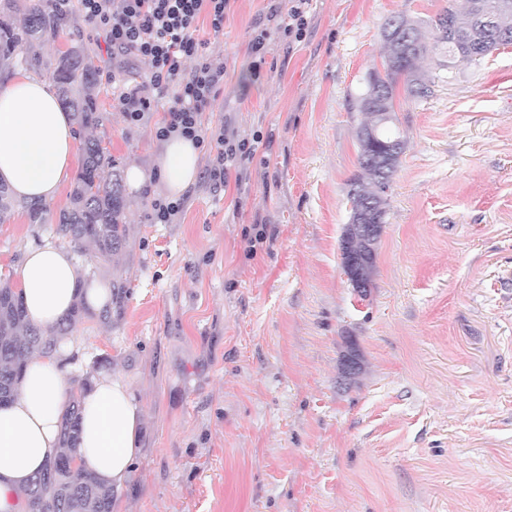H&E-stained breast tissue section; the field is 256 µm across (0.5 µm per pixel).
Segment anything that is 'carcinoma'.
Here are the masks:
<instances>
[{
  "label": "carcinoma",
  "mask_w": 512,
  "mask_h": 512,
  "mask_svg": "<svg viewBox=\"0 0 512 512\" xmlns=\"http://www.w3.org/2000/svg\"><path fill=\"white\" fill-rule=\"evenodd\" d=\"M63 25L64 17L53 12L47 0H0V68L40 66L35 46L56 38ZM430 27L434 45L448 46V67L459 59L483 58L512 46V0H467L465 18H459L448 7L431 20ZM450 29L461 40H448ZM384 37L383 71L372 70L367 79V85L379 86L378 94L371 99L366 92L360 98L368 122L359 132L360 173L348 193L349 220L360 215L364 223L376 224L373 241L354 236L350 239V254L359 260V264L351 266L350 273L361 276V297L367 296L371 285L376 242L385 223L386 194L399 164L396 159L392 168H385L378 159L381 145L392 143L404 149L403 140L381 122L379 113L395 111L400 83L410 98L428 93L419 70L420 60L430 52L422 23L395 16L390 19ZM51 78L58 86L62 106L72 113L79 130L99 123L96 101L89 94L96 84V69L82 48L72 46L60 53L52 63ZM374 127L375 140L367 135L368 129ZM82 153L81 169L70 193L69 206L60 214L58 233L78 256H85L83 245L90 242L98 257L107 261L122 251L128 236L120 170L98 140H83ZM17 205L26 211L29 223H45L41 202L18 200L0 184V215ZM88 316L89 308L79 301L51 329L30 325L20 293L7 283L0 284V403L11 401L17 394L28 354L55 352L76 323ZM100 364L102 361L94 360L92 370L81 378L78 389L70 393L61 417L60 448L54 457L61 467L51 470L46 466L30 480L23 493L24 512H112L113 488L86 473L77 457L82 396Z\"/></svg>",
  "instance_id": "1"
}]
</instances>
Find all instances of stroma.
I'll return each instance as SVG.
<instances>
[{"label": "stroma", "mask_w": 512, "mask_h": 512, "mask_svg": "<svg viewBox=\"0 0 512 512\" xmlns=\"http://www.w3.org/2000/svg\"><path fill=\"white\" fill-rule=\"evenodd\" d=\"M464 0H313L303 42L272 37L260 72L248 44L270 0H231L227 62L202 114L262 140L242 183L198 177L170 223L161 189L126 192L128 242L82 275L121 280L111 323L79 322L80 372L105 356L144 411L130 480L112 512H512V46L421 61L427 97H397L405 149L387 197L373 286L341 266L358 171L359 97L380 67L388 20L429 22ZM82 44L99 71L90 137L120 168L155 172L158 112L112 106V52L80 12L42 43L37 77ZM70 185L47 221L0 217V282L56 238ZM268 228L255 258L243 229ZM362 373L341 382L348 349ZM182 199L170 201L167 198H155L151 202L152 220L157 224H167L182 208Z\"/></svg>", "instance_id": "obj_1"}]
</instances>
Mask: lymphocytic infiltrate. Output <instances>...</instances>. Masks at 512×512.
Instances as JSON below:
<instances>
[{"instance_id": "obj_1", "label": "lymphocytic infiltrate", "mask_w": 512, "mask_h": 512, "mask_svg": "<svg viewBox=\"0 0 512 512\" xmlns=\"http://www.w3.org/2000/svg\"><path fill=\"white\" fill-rule=\"evenodd\" d=\"M52 11L66 15L79 11L87 21L106 32L116 57L147 63L146 81L128 85L113 79L115 109L129 123L148 112L162 113L155 136L175 135L210 147L207 177L214 189L227 187L230 177H243L256 154L259 137H238L226 127H203L202 112L214 102L224 84L227 64L213 56L207 40L200 38L198 22L208 18L213 33L224 30L230 0H48ZM311 0H288L268 7L275 29H260L249 44L253 69L265 62L271 34L289 42L304 40L310 23ZM194 60L186 68V60Z\"/></svg>"}]
</instances>
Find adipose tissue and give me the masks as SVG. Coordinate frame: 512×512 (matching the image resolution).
<instances>
[{
	"label": "adipose tissue",
	"mask_w": 512,
	"mask_h": 512,
	"mask_svg": "<svg viewBox=\"0 0 512 512\" xmlns=\"http://www.w3.org/2000/svg\"><path fill=\"white\" fill-rule=\"evenodd\" d=\"M76 157L73 122L51 84L15 72L0 90V183L16 198L50 201L72 176ZM201 152L195 141L173 137L165 145L156 175L138 166L126 171L129 190L159 181L177 197L197 181ZM28 320L55 326L77 301L98 309L111 299L108 283L81 278L71 252L52 242L27 250L18 270ZM72 340L50 355H31L18 395L0 405V512H23L21 490L60 446L61 415L75 389ZM142 411L129 384L103 372L83 402L79 462L100 482L118 488L133 473Z\"/></svg>",
	"instance_id": "adipose-tissue-1"
}]
</instances>
